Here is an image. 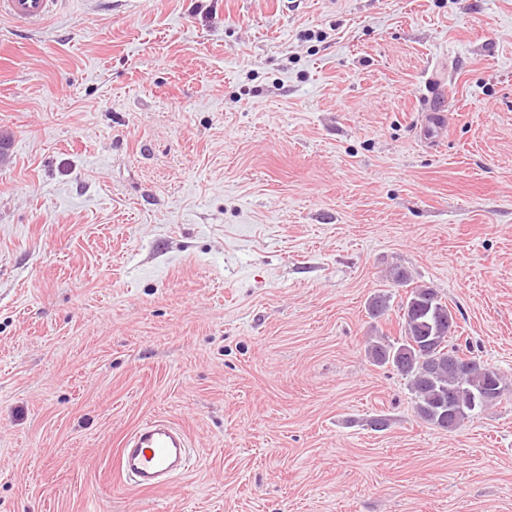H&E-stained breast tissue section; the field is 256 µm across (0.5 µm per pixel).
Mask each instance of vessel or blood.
I'll list each match as a JSON object with an SVG mask.
<instances>
[{"label":"vessel or blood","mask_w":512,"mask_h":512,"mask_svg":"<svg viewBox=\"0 0 512 512\" xmlns=\"http://www.w3.org/2000/svg\"><path fill=\"white\" fill-rule=\"evenodd\" d=\"M60 0H0V18L20 28L35 29L52 17ZM190 461L186 432L158 417L136 427L123 441L116 457L119 479L140 490L163 487L184 472Z\"/></svg>","instance_id":"b4317fda"}]
</instances>
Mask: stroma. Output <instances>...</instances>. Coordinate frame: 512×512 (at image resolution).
<instances>
[{
	"label": "stroma",
	"instance_id": "35a3bbf8",
	"mask_svg": "<svg viewBox=\"0 0 512 512\" xmlns=\"http://www.w3.org/2000/svg\"><path fill=\"white\" fill-rule=\"evenodd\" d=\"M0 136V512H512V0H68ZM397 266L509 384L455 431L366 355ZM190 461L186 432L165 418L140 424L123 441L116 457V473L139 490L163 487L184 472Z\"/></svg>",
	"mask_w": 512,
	"mask_h": 512
}]
</instances>
